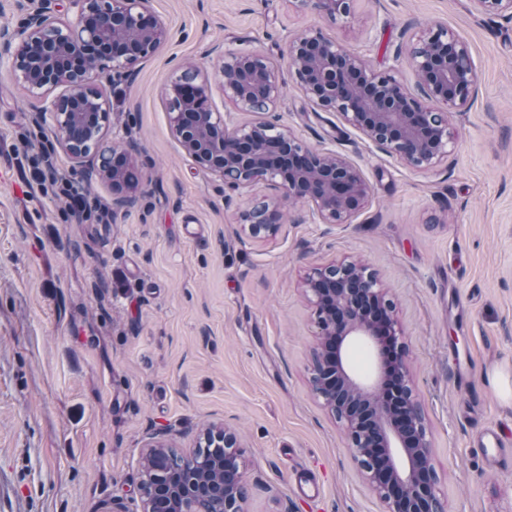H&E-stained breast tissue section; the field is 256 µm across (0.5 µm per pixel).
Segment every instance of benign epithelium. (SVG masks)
<instances>
[{"label": "benign epithelium", "mask_w": 512, "mask_h": 512, "mask_svg": "<svg viewBox=\"0 0 512 512\" xmlns=\"http://www.w3.org/2000/svg\"><path fill=\"white\" fill-rule=\"evenodd\" d=\"M149 2L69 0L73 23L37 7L19 29L0 33V51L9 56L15 80L42 102L41 117L65 154L77 163L93 157L95 174L112 189L114 212L134 205L143 173L132 155L135 144L116 154L104 143L111 105L102 78L130 79L134 65L168 39ZM294 2L333 22L351 17L352 0ZM472 2L485 15L512 19V0ZM406 55L418 76L413 87L376 72L317 27L287 45L294 83L316 109L339 114L378 150L411 167L432 169L448 158L453 114L477 95L478 73L467 44L440 23L421 27ZM89 58L96 69H87ZM219 76L224 97L237 110L260 115L278 108L281 79L266 55L227 51ZM58 87L65 92L51 96ZM164 99L171 134L201 170L232 191L258 182L277 191L239 211L238 224L248 238L278 235L285 199L309 205L322 224H347L365 206L370 186L344 154L311 148L290 128L262 117L237 125L213 111L198 63L181 67ZM303 291L316 323L313 391L341 424L345 448L385 512H447L436 495L437 473L393 300L364 263L349 259L313 268ZM353 339L374 352L376 371L367 380L347 364ZM200 441H212L224 453L177 454L162 440L146 446L152 466L140 480L144 512H245L247 465L238 435L211 426ZM213 468L224 470V483L208 480Z\"/></svg>", "instance_id": "obj_1"}]
</instances>
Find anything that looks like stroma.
Segmentation results:
<instances>
[{"label": "stroma", "mask_w": 512, "mask_h": 512, "mask_svg": "<svg viewBox=\"0 0 512 512\" xmlns=\"http://www.w3.org/2000/svg\"><path fill=\"white\" fill-rule=\"evenodd\" d=\"M169 37L108 89L109 144L137 143V205L112 223L75 220L28 187L22 154L53 143L38 100L0 57V512H142L143 446L156 433L195 448L225 423L247 459V512H384L311 390L313 307L302 281L316 265L365 262L386 288L408 348L448 512H512V467L487 461L494 426L512 448V19L471 0H353L348 22L294 0H152ZM441 21L469 46L480 89L455 113L447 162L410 168L334 112L315 109L284 65L287 39L319 25L405 84L397 45ZM255 50L281 65L280 124L310 146L344 153L371 187L347 224L283 205L267 242L238 234L237 213L268 192L231 193L172 137L161 92L179 65L203 62L215 111L228 110L216 49ZM201 225L198 237L185 235ZM313 471L308 507L294 472Z\"/></svg>", "instance_id": "1"}]
</instances>
